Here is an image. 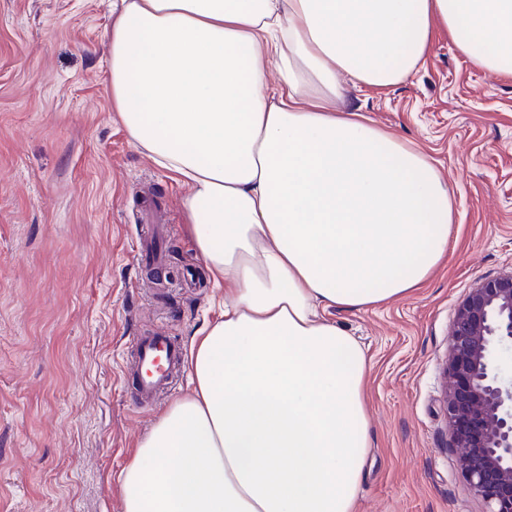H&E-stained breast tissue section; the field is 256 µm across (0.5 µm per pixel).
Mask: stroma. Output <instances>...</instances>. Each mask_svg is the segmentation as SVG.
I'll list each match as a JSON object with an SVG mask.
<instances>
[{"mask_svg":"<svg viewBox=\"0 0 512 512\" xmlns=\"http://www.w3.org/2000/svg\"><path fill=\"white\" fill-rule=\"evenodd\" d=\"M111 0H0V512H121L118 474L168 409L132 403L129 338L184 346L221 311L189 233L188 188L112 110ZM339 110L434 159L453 192L448 253L423 288L331 311L370 358L358 512H482L449 447L443 364L458 304L512 271V75L435 31L419 70L347 89ZM167 208L166 298L137 263L146 198Z\"/></svg>","mask_w":512,"mask_h":512,"instance_id":"stroma-1","label":"stroma"}]
</instances>
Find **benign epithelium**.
<instances>
[{
  "mask_svg": "<svg viewBox=\"0 0 512 512\" xmlns=\"http://www.w3.org/2000/svg\"><path fill=\"white\" fill-rule=\"evenodd\" d=\"M512 271L477 283L459 303L443 368L449 447L464 491L484 512H512Z\"/></svg>",
  "mask_w": 512,
  "mask_h": 512,
  "instance_id": "obj_1",
  "label": "benign epithelium"
}]
</instances>
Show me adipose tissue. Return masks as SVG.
I'll return each instance as SVG.
<instances>
[{"instance_id":"ef3b65f1","label":"adipose tissue","mask_w":512,"mask_h":512,"mask_svg":"<svg viewBox=\"0 0 512 512\" xmlns=\"http://www.w3.org/2000/svg\"><path fill=\"white\" fill-rule=\"evenodd\" d=\"M438 27L512 74V0H113L112 109L189 185L228 285L189 392L118 475L122 512H356L369 359L328 314L423 287L453 207L431 158L336 102L415 73Z\"/></svg>"}]
</instances>
